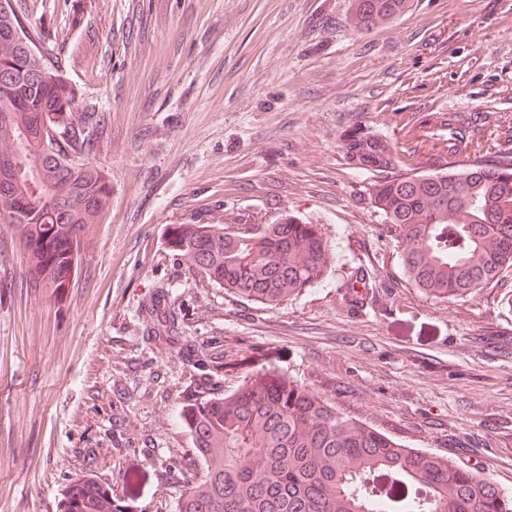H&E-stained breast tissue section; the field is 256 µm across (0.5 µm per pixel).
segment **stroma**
<instances>
[{
  "instance_id": "stroma-1",
  "label": "stroma",
  "mask_w": 512,
  "mask_h": 512,
  "mask_svg": "<svg viewBox=\"0 0 512 512\" xmlns=\"http://www.w3.org/2000/svg\"><path fill=\"white\" fill-rule=\"evenodd\" d=\"M12 4L96 119L79 159L112 199L59 297L0 225V512H66L84 473L111 486L114 512H177L201 475L178 422L188 394L261 366L512 493V279L449 302L408 284L374 177L342 149L362 125L401 169L444 168L443 118L461 112L480 155L512 150V0H414L370 31L350 24L351 0ZM286 214L321 224L336 266L274 310L167 244L174 224ZM157 305L177 314L176 338Z\"/></svg>"
}]
</instances>
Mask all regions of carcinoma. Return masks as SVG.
I'll return each instance as SVG.
<instances>
[{
    "instance_id": "obj_1",
    "label": "carcinoma",
    "mask_w": 512,
    "mask_h": 512,
    "mask_svg": "<svg viewBox=\"0 0 512 512\" xmlns=\"http://www.w3.org/2000/svg\"><path fill=\"white\" fill-rule=\"evenodd\" d=\"M411 7L352 0L350 23L368 31ZM19 24L0 6V163L14 158L0 224L21 243L32 281L57 292L103 222L112 185L93 165L71 166L90 116L56 61L43 52L27 59L13 35ZM342 148L354 168L378 177L371 197L411 286L448 301L476 296L512 269V156L396 173L395 148L361 126L344 132ZM169 245L209 282L268 309L323 283L335 260L321 225L292 215L251 232L175 224ZM181 422L202 475L178 512H512V498L484 475L404 446L274 369L195 399Z\"/></svg>"
}]
</instances>
